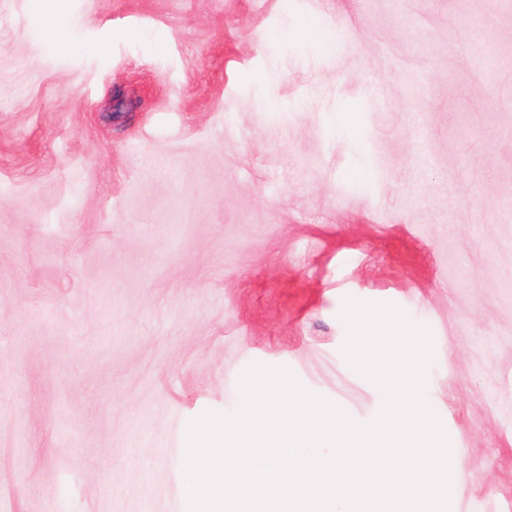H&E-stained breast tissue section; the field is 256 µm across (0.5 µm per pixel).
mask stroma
<instances>
[{"instance_id": "35a3bbf8", "label": "stroma", "mask_w": 512, "mask_h": 512, "mask_svg": "<svg viewBox=\"0 0 512 512\" xmlns=\"http://www.w3.org/2000/svg\"><path fill=\"white\" fill-rule=\"evenodd\" d=\"M44 9L0 0V512H189L255 363L371 423L348 298L432 333L450 512H512V0Z\"/></svg>"}]
</instances>
